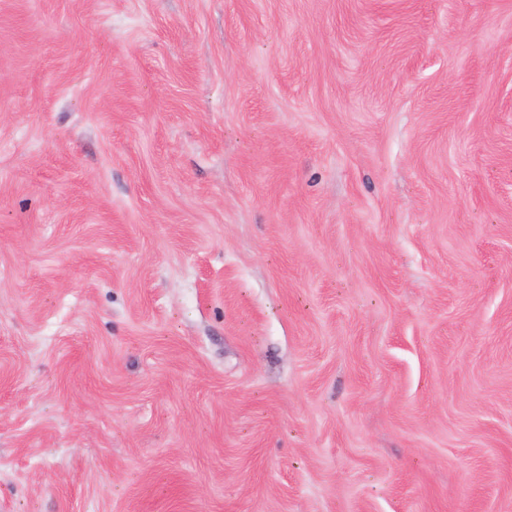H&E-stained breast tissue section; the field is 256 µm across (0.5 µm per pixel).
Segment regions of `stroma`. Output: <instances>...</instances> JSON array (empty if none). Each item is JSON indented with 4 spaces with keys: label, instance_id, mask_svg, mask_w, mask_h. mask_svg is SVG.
Instances as JSON below:
<instances>
[{
    "label": "stroma",
    "instance_id": "stroma-1",
    "mask_svg": "<svg viewBox=\"0 0 512 512\" xmlns=\"http://www.w3.org/2000/svg\"><path fill=\"white\" fill-rule=\"evenodd\" d=\"M0 512H512V0H0Z\"/></svg>",
    "mask_w": 512,
    "mask_h": 512
}]
</instances>
